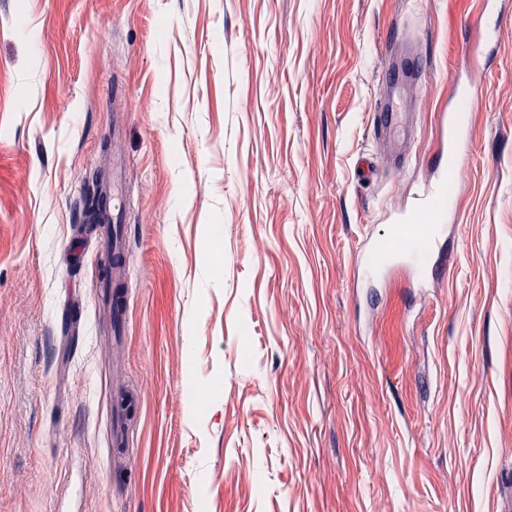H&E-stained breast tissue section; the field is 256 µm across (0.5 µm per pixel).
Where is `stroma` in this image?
<instances>
[{"label": "stroma", "instance_id": "1", "mask_svg": "<svg viewBox=\"0 0 512 512\" xmlns=\"http://www.w3.org/2000/svg\"><path fill=\"white\" fill-rule=\"evenodd\" d=\"M498 17L485 46L479 18ZM432 78L402 170L371 106ZM479 84L435 274L357 278ZM124 169V322L82 213ZM216 383L192 409L191 383ZM512 0H0V512H501ZM403 45L409 48V52L398 58L392 52L387 54L388 72L390 74L409 73V80L403 84L402 90L396 97L386 95L375 101L372 105V123L374 126L375 136L388 158L391 160V147L401 145L407 147L408 143L415 136H418L417 126L413 121V115L408 110V91L414 87L417 94L419 89L429 81L431 71L427 66V62L423 60V53L419 50L418 44L420 37L413 33L409 36L402 37ZM399 60L401 65H398ZM403 96V97H402ZM404 110V111H402Z\"/></svg>", "mask_w": 512, "mask_h": 512}]
</instances>
